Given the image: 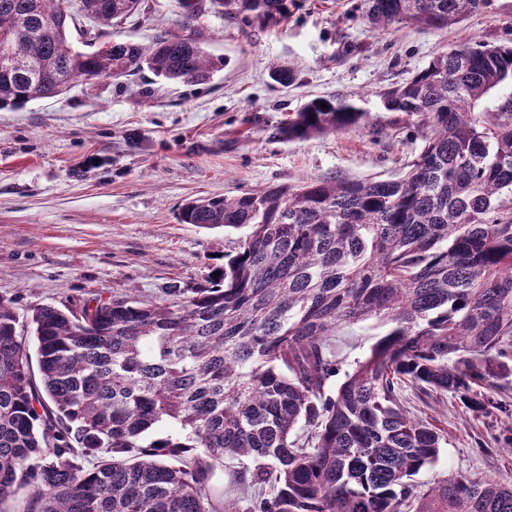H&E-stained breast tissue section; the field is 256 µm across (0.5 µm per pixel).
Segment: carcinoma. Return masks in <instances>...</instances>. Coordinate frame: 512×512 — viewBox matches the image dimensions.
Listing matches in <instances>:
<instances>
[{
  "instance_id": "carcinoma-1",
  "label": "carcinoma",
  "mask_w": 512,
  "mask_h": 512,
  "mask_svg": "<svg viewBox=\"0 0 512 512\" xmlns=\"http://www.w3.org/2000/svg\"><path fill=\"white\" fill-rule=\"evenodd\" d=\"M140 2L81 0L108 27ZM178 2L191 19L206 7L258 23L288 12V0ZM491 2L364 0L375 30L442 28ZM70 6L0 0V110L77 79L146 68L200 82L215 68L177 34L103 51L102 32L83 29L91 50L78 51ZM17 38L21 63L8 51ZM508 80L511 44L439 52L381 93L386 111L424 131L406 170L184 204L180 223L243 234L206 283L168 289L172 303L93 298L22 321L0 298V512L21 490L22 512H512V484L487 474L418 489L445 428L403 405L410 388L509 417L491 391L494 368L512 361V97L477 110ZM366 118L344 97L316 98L279 134L359 129ZM373 319L387 331L327 393L340 371L334 337ZM227 461L236 497L211 484Z\"/></svg>"
}]
</instances>
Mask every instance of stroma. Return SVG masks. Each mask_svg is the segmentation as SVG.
<instances>
[{"label":"stroma","mask_w":512,"mask_h":512,"mask_svg":"<svg viewBox=\"0 0 512 512\" xmlns=\"http://www.w3.org/2000/svg\"><path fill=\"white\" fill-rule=\"evenodd\" d=\"M357 2L288 0L287 19L265 26L208 9L190 21L177 0H142L113 39L147 47L169 34L192 37L216 63L208 80L164 82L144 69L1 110L0 297L22 316L78 298L169 302L168 288L203 282L223 265L233 239L179 223L182 204L336 174L387 177L421 150L424 132L385 111L381 92L455 45L512 42V0L445 28L385 31L370 27ZM274 64L294 71L291 85L271 80ZM336 94L366 111L364 127L279 136L306 103ZM381 332L372 321L339 331L341 367L328 390ZM406 405L448 432L417 484L456 473L512 483V455L495 440L501 416H473L449 397L426 405L410 394Z\"/></svg>","instance_id":"35a3bbf8"}]
</instances>
